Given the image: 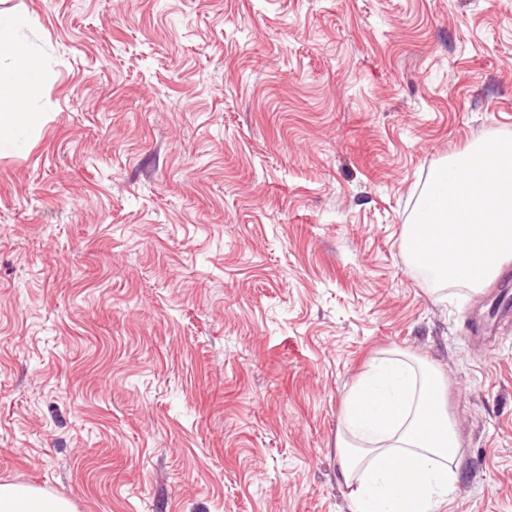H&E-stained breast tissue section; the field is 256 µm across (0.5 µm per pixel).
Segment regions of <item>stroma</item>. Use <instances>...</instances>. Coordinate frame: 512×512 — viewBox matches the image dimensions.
<instances>
[{"mask_svg":"<svg viewBox=\"0 0 512 512\" xmlns=\"http://www.w3.org/2000/svg\"><path fill=\"white\" fill-rule=\"evenodd\" d=\"M47 75L0 147V481L77 512H350L346 397L435 366L444 512H512V310L402 247L512 136V0H5Z\"/></svg>","mask_w":512,"mask_h":512,"instance_id":"stroma-1","label":"stroma"}]
</instances>
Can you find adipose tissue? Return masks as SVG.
<instances>
[{"instance_id": "ef3b65f1", "label": "adipose tissue", "mask_w": 512, "mask_h": 512, "mask_svg": "<svg viewBox=\"0 0 512 512\" xmlns=\"http://www.w3.org/2000/svg\"><path fill=\"white\" fill-rule=\"evenodd\" d=\"M29 23L0 13V135L33 129L42 61L19 35ZM435 367L393 352L352 388L336 451L352 512H441L455 477L459 438ZM0 512H77L46 489L0 483Z\"/></svg>"}]
</instances>
